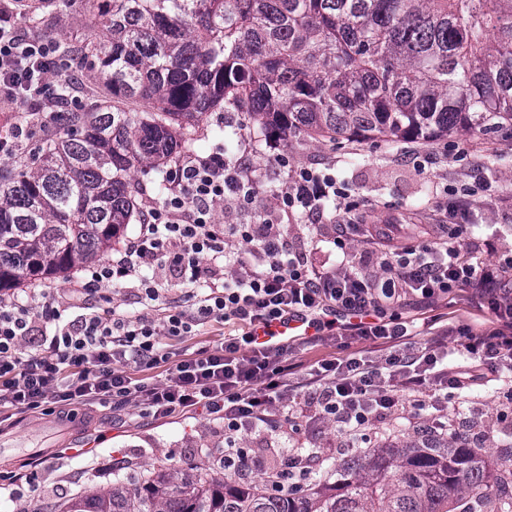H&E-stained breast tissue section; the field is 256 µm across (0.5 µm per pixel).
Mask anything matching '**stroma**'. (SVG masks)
<instances>
[{
  "label": "stroma",
  "mask_w": 512,
  "mask_h": 512,
  "mask_svg": "<svg viewBox=\"0 0 512 512\" xmlns=\"http://www.w3.org/2000/svg\"><path fill=\"white\" fill-rule=\"evenodd\" d=\"M54 39L97 37L101 31L81 0H70L55 15ZM223 148L226 157L249 152L254 175L260 182L255 201L246 209L217 208L220 223L256 224L263 213L277 210L284 167H313L331 174L343 189L348 203L370 210L376 222L393 219L399 224H440L443 204L464 186L490 184L492 194L477 196L468 238L474 239L486 258L494 260L512 253V143L489 142L452 136L439 140H408L394 144L384 138L353 140L339 144L295 137L289 142L268 138L242 112L213 114L206 138L197 153L205 156ZM336 199L324 204V221L312 226L306 216L284 220L282 230L293 246L304 248L315 234L324 240L310 260L321 265L340 260L335 247ZM59 301H82L96 311L130 309L133 292L125 283L114 284L107 299L78 296L67 278L52 280ZM404 320L415 322L422 338L435 334V320L469 324L480 330L490 326L492 313L479 308L467 294H451L431 304L410 301L401 309ZM370 342L344 344L324 337L297 347L288 356L298 373H306L318 360L370 349ZM480 424L478 441L496 450L512 444L505 430L512 422L500 419L496 402L475 393L470 406ZM254 457L282 455L294 448H319L329 457L339 456L347 445L345 435L318 419H304L300 432L287 421L265 428L245 439ZM224 455V421L202 409L179 412L167 418H152L137 405L115 410L111 405L89 401L74 406L71 415L17 413L0 422V484H14V498L0 512H59V506L85 488H104L114 475L134 480L145 463L162 459L183 466L203 458L220 462ZM38 480L29 488L28 477Z\"/></svg>",
  "instance_id": "stroma-1"
}]
</instances>
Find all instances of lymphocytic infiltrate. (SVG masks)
<instances>
[{"mask_svg":"<svg viewBox=\"0 0 512 512\" xmlns=\"http://www.w3.org/2000/svg\"><path fill=\"white\" fill-rule=\"evenodd\" d=\"M54 51L53 43L22 36L0 14V98L42 107ZM486 190L482 184L449 200L447 225L408 247L398 245L397 225L343 216L335 237L342 260L317 267L285 241L281 218L298 210L320 215L323 199L342 194L334 177L309 167L289 170L279 213L233 230L216 223L214 207L251 205L255 179L223 152L190 157L172 172L166 198L143 217L139 235L77 281L80 290L101 296L114 282L129 283L136 310L104 315L64 305L47 287L0 296V407L49 412L96 400L116 409L137 403L155 418L202 407L224 417V471L233 478L250 467L243 439L273 426L289 407L296 418L324 419L360 439L402 398L440 419L460 392L512 383V255L490 263L461 239L473 197ZM233 235L245 251L229 249ZM354 236L365 240V251H345ZM371 265L382 277L368 273ZM156 266L191 286L189 305L161 307L162 285L150 274ZM470 288L487 298L495 320L479 331L461 327L465 353L450 369L442 337L417 345L413 326L394 310L410 297L431 302ZM345 315L359 317L358 338L380 343L378 359L326 358L299 383L291 379L287 344L256 336L258 328L292 317L330 331ZM230 320L241 333L201 357L176 360L177 342ZM169 361L174 368L166 382L130 374Z\"/></svg>","mask_w":512,"mask_h":512,"instance_id":"obj_1","label":"lymphocytic infiltrate"}]
</instances>
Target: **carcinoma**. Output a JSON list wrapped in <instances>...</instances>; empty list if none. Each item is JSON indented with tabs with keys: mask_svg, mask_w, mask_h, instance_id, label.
Masks as SVG:
<instances>
[{
	"mask_svg": "<svg viewBox=\"0 0 512 512\" xmlns=\"http://www.w3.org/2000/svg\"><path fill=\"white\" fill-rule=\"evenodd\" d=\"M67 0H22L48 31ZM98 41H59V65L107 95L66 106L0 168V293L88 266L157 195L215 112L283 141H512V0H84ZM146 101L150 110L129 104ZM274 491L224 467L160 460L135 483L76 493L62 512H512V446L442 434L358 448Z\"/></svg>",
	"mask_w": 512,
	"mask_h": 512,
	"instance_id": "obj_1",
	"label": "carcinoma"
}]
</instances>
